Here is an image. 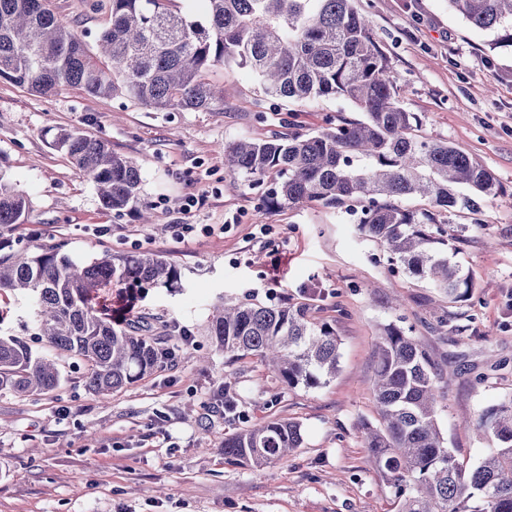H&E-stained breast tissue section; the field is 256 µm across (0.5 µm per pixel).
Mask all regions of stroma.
<instances>
[{
    "label": "stroma",
    "mask_w": 512,
    "mask_h": 512,
    "mask_svg": "<svg viewBox=\"0 0 512 512\" xmlns=\"http://www.w3.org/2000/svg\"><path fill=\"white\" fill-rule=\"evenodd\" d=\"M93 2L51 7L92 43L103 19ZM354 4L390 58L419 135L456 145L503 187L455 255L473 274L472 297L450 302L390 264L337 210L309 203L261 214L255 190L230 187L225 144L359 118L345 101L274 100L234 64L208 73L230 89L225 105L189 112L71 88L46 98L0 80V173L29 201L21 235L66 241L81 263L144 249L166 256L181 272L176 287L145 289L130 306L116 282L93 303L107 317L127 306L156 318L158 331L194 355L106 400L85 390L62 354L54 391L0 392V512H394L393 491L358 432L378 420L370 379L390 323L429 354L438 424L456 457L474 465L494 451V440L468 423L512 398V48H490L489 35L448 0ZM62 128L104 138L137 163L151 223L103 208L94 184L54 146ZM248 297L307 304L315 321L335 328V376L315 389L290 388L258 357L216 350L207 332L213 305ZM227 399L234 412L223 411ZM271 419L300 423L301 448L260 469L225 464V435Z\"/></svg>",
    "instance_id": "1"
}]
</instances>
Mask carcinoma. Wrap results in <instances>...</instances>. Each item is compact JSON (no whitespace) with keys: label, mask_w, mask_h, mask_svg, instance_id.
<instances>
[{"label":"carcinoma","mask_w":512,"mask_h":512,"mask_svg":"<svg viewBox=\"0 0 512 512\" xmlns=\"http://www.w3.org/2000/svg\"><path fill=\"white\" fill-rule=\"evenodd\" d=\"M170 0H101L107 17L96 45L50 8L49 0H0V79L53 96L75 87L93 97L118 92L157 112L224 105L225 90L207 71L235 62L249 68L269 97L340 99L357 121L289 137L239 139L224 146V174L257 190V211L316 202L356 214L357 229L388 261L441 290L448 301L472 296V273L448 258V245L484 225L482 203L502 193L483 165L445 140L416 134L418 118L400 104L390 60L353 0H200L195 19ZM472 27L512 46V0H448ZM56 148L91 180L107 210L141 212L150 223L138 165L101 138L62 129ZM419 196L430 208L406 209ZM27 201L0 173V295H28L36 339L84 365V388L106 399L163 364L168 339L145 320L115 326L92 299L118 279L145 289L180 280L178 267L151 250L90 263L72 261L66 243L22 244ZM464 212L468 224L440 222ZM214 346L258 356L284 385L317 388L336 374V330L311 321L304 306L254 298L210 317ZM52 359L21 337L0 336V391L22 396L56 389ZM437 374L425 348L395 324L377 344L373 392L380 426L359 430L371 467L393 489L397 512H512V398L488 409L477 427L498 442L476 466L445 445L436 418ZM303 442L301 426L269 420L224 437V460L261 468Z\"/></svg>","instance_id":"1"}]
</instances>
